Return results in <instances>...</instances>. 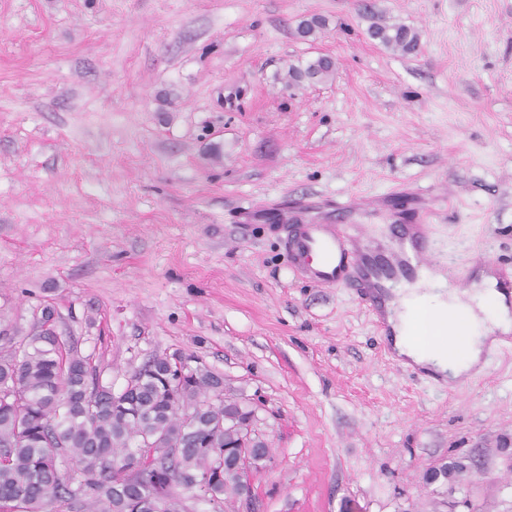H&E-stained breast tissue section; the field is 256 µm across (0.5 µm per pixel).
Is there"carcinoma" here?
Listing matches in <instances>:
<instances>
[{
	"label": "carcinoma",
	"instance_id": "carcinoma-1",
	"mask_svg": "<svg viewBox=\"0 0 512 512\" xmlns=\"http://www.w3.org/2000/svg\"><path fill=\"white\" fill-rule=\"evenodd\" d=\"M323 27L311 17L296 34L313 38ZM368 34L403 54L420 48L404 24L373 22ZM334 70L322 56L291 64L287 85ZM57 315L41 307L30 334L0 346V512H187L171 485L199 478L209 512H230L241 492L230 460L241 437L224 416L253 409L234 393L222 398L223 378L202 363L173 385L168 353L151 356L117 392L76 343L60 345Z\"/></svg>",
	"mask_w": 512,
	"mask_h": 512
}]
</instances>
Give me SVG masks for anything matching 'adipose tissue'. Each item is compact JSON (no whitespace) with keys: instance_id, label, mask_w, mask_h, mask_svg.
I'll return each mask as SVG.
<instances>
[{"instance_id":"obj_1","label":"adipose tissue","mask_w":512,"mask_h":512,"mask_svg":"<svg viewBox=\"0 0 512 512\" xmlns=\"http://www.w3.org/2000/svg\"><path fill=\"white\" fill-rule=\"evenodd\" d=\"M494 283L485 276L451 293L442 275H421L389 310L397 357L456 379L468 374L496 345V332L512 330V310Z\"/></svg>"}]
</instances>
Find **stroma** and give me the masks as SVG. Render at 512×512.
Returning <instances> with one entry per match:
<instances>
[{"instance_id": "stroma-1", "label": "stroma", "mask_w": 512, "mask_h": 512, "mask_svg": "<svg viewBox=\"0 0 512 512\" xmlns=\"http://www.w3.org/2000/svg\"><path fill=\"white\" fill-rule=\"evenodd\" d=\"M418 191L450 261H512V0H0V336L51 302L113 388L181 350L259 398V512H512V343L411 378L268 229L348 203L381 230ZM368 34L373 40L402 54L417 53L420 48V34L404 24L387 25L373 22L368 27ZM334 70V61L322 56H317L304 67L291 64L288 67L287 86L298 85L305 81L318 82L326 80L333 74Z\"/></svg>"}]
</instances>
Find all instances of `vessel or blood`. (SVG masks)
Masks as SVG:
<instances>
[{
  "mask_svg": "<svg viewBox=\"0 0 512 512\" xmlns=\"http://www.w3.org/2000/svg\"><path fill=\"white\" fill-rule=\"evenodd\" d=\"M431 209H422L410 224L389 225L374 234L364 225L349 223L348 211L334 220H306L296 212L284 213L272 225L290 269L318 286L343 285L375 318L382 348H390L386 323L395 285L416 279L419 271H447L448 285L464 288L479 274L494 276L496 288L512 302V264L483 259L462 268L445 270L444 255L429 222Z\"/></svg>",
  "mask_w": 512,
  "mask_h": 512,
  "instance_id": "obj_1",
  "label": "vessel or blood"
}]
</instances>
